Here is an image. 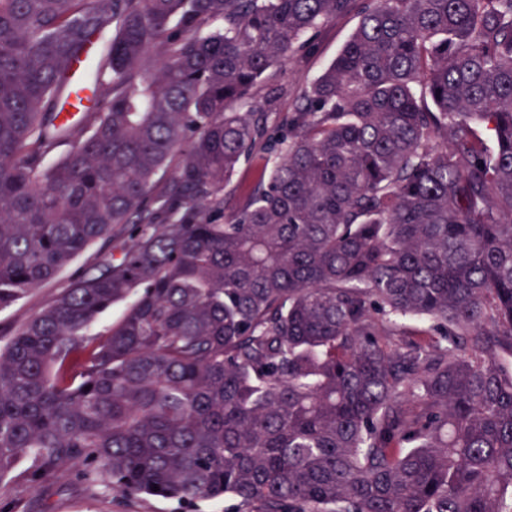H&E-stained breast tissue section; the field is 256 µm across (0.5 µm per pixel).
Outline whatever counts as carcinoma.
<instances>
[{"label":"carcinoma","instance_id":"cac0c4a2","mask_svg":"<svg viewBox=\"0 0 512 512\" xmlns=\"http://www.w3.org/2000/svg\"><path fill=\"white\" fill-rule=\"evenodd\" d=\"M351 6L0 0V308L124 237L0 344V482L512 512V0H364L288 119L242 111ZM258 162L243 163L239 172L233 176L231 183L224 189V213L233 212L238 204V196L232 192L237 182L247 189H253L257 185V177L254 169Z\"/></svg>","mask_w":512,"mask_h":512}]
</instances>
